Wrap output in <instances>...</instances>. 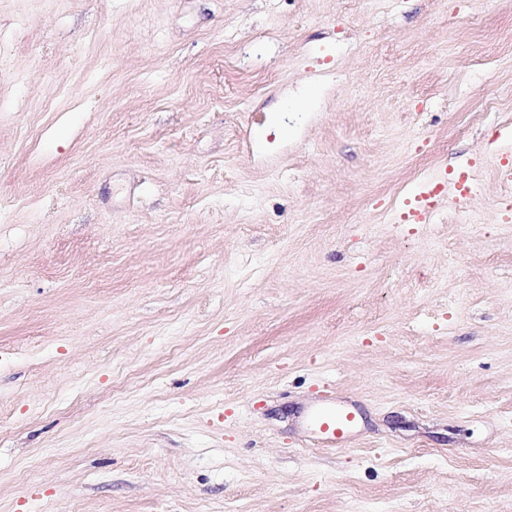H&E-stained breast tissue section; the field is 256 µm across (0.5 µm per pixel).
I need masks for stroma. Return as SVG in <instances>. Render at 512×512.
<instances>
[{
    "instance_id": "1",
    "label": "stroma",
    "mask_w": 512,
    "mask_h": 512,
    "mask_svg": "<svg viewBox=\"0 0 512 512\" xmlns=\"http://www.w3.org/2000/svg\"><path fill=\"white\" fill-rule=\"evenodd\" d=\"M0 19V512H512V0ZM357 423V411L327 400L309 409L305 415L307 432L328 448H345Z\"/></svg>"
}]
</instances>
